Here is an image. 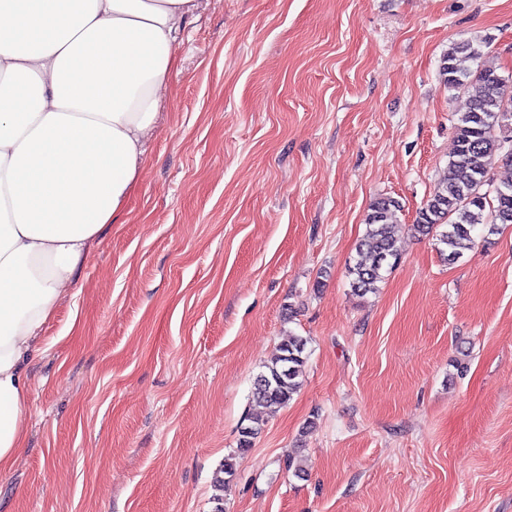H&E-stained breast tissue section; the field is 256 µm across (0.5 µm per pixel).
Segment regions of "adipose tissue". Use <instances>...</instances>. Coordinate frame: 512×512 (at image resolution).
<instances>
[{"instance_id":"ef3b65f1","label":"adipose tissue","mask_w":512,"mask_h":512,"mask_svg":"<svg viewBox=\"0 0 512 512\" xmlns=\"http://www.w3.org/2000/svg\"><path fill=\"white\" fill-rule=\"evenodd\" d=\"M195 0H0V471L25 362L123 211Z\"/></svg>"}]
</instances>
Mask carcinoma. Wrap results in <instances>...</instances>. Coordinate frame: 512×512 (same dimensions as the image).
Segmentation results:
<instances>
[{
  "instance_id": "1",
  "label": "carcinoma",
  "mask_w": 512,
  "mask_h": 512,
  "mask_svg": "<svg viewBox=\"0 0 512 512\" xmlns=\"http://www.w3.org/2000/svg\"><path fill=\"white\" fill-rule=\"evenodd\" d=\"M439 74L449 87H472L474 94L468 110L454 125L455 151L448 176L434 187L413 228L435 237L448 250V260L454 261L472 249L484 231L492 233L500 224H512V182L496 188L492 197L483 192L495 163L512 161V86L486 61L480 45L448 50ZM397 208L399 203L388 197L369 205L358 258L347 267L350 286L358 295L376 292L384 273L401 259L395 231ZM306 344L303 337L290 336L278 345L254 380L251 402L255 406L273 413L299 391L307 362ZM261 431L259 416L246 412L238 430L237 452L248 451Z\"/></svg>"
}]
</instances>
